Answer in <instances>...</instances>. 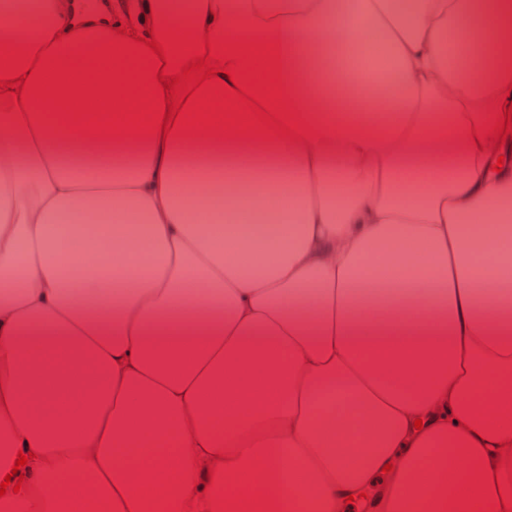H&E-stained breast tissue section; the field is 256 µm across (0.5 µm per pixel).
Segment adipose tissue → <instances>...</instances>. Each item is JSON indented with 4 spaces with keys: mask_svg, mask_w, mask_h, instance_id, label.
<instances>
[{
    "mask_svg": "<svg viewBox=\"0 0 512 512\" xmlns=\"http://www.w3.org/2000/svg\"><path fill=\"white\" fill-rule=\"evenodd\" d=\"M347 12L33 0L23 28L0 9V41L34 53L148 24L278 44L302 132L0 112V482L34 455L0 512H347L361 491L367 512H512V137L492 133L512 0ZM381 34L395 94L312 67ZM104 213L110 238L62 253L69 217ZM269 217L272 239L248 233Z\"/></svg>",
    "mask_w": 512,
    "mask_h": 512,
    "instance_id": "obj_1",
    "label": "adipose tissue"
}]
</instances>
